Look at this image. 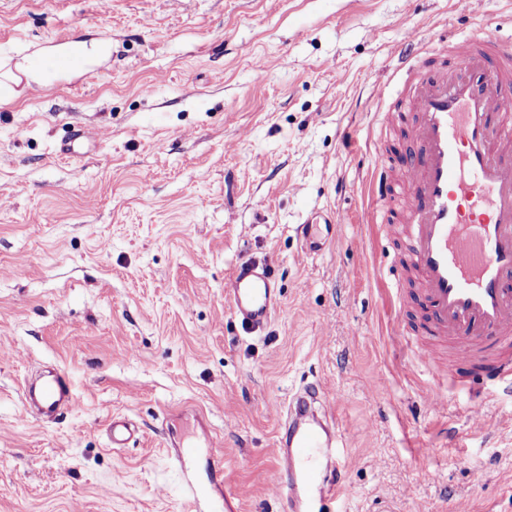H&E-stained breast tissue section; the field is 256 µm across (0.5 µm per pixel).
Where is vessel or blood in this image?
I'll use <instances>...</instances> for the list:
<instances>
[{
  "instance_id": "vessel-or-blood-1",
  "label": "vessel or blood",
  "mask_w": 512,
  "mask_h": 512,
  "mask_svg": "<svg viewBox=\"0 0 512 512\" xmlns=\"http://www.w3.org/2000/svg\"><path fill=\"white\" fill-rule=\"evenodd\" d=\"M397 96L381 108L379 124L387 133L403 113L414 115L416 151L401 162L398 184L408 194L400 234L415 283L410 299L425 312L422 333L451 351L448 370L458 382L475 376L512 393V41L488 30L450 40L444 58L423 47ZM340 222L329 209L297 231L316 254ZM228 297L249 328L280 304L269 272L255 263L236 268ZM23 397L51 419L74 404L60 370ZM285 427L275 455L286 470L291 512H335L346 475L333 453L335 419L317 386L292 395ZM186 490L211 512L234 508L217 482Z\"/></svg>"
}]
</instances>
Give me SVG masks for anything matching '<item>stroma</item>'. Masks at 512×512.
<instances>
[{"instance_id": "stroma-1", "label": "stroma", "mask_w": 512, "mask_h": 512, "mask_svg": "<svg viewBox=\"0 0 512 512\" xmlns=\"http://www.w3.org/2000/svg\"><path fill=\"white\" fill-rule=\"evenodd\" d=\"M489 22L512 39V0H0L1 61L110 45L52 67L54 96L0 85V512H192L184 437L222 457L236 512H284L273 448L306 380L342 436L338 512H512V394L401 351L423 314L368 194L414 147L376 124L404 35L444 53ZM76 124L87 153L61 156ZM317 209L343 222L310 254ZM246 261L281 295L256 329L226 293ZM50 367L76 396L55 421L22 400ZM115 416L138 428L123 448Z\"/></svg>"}]
</instances>
